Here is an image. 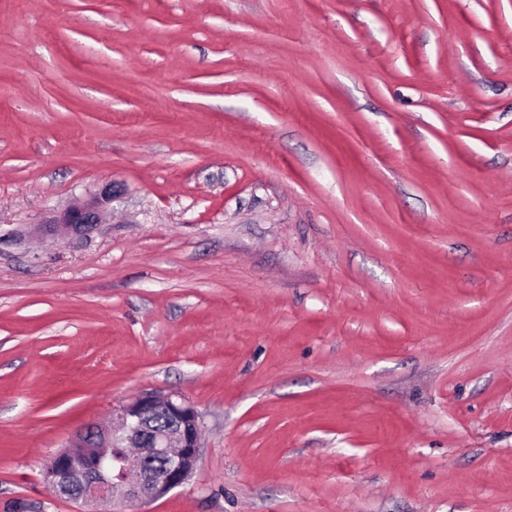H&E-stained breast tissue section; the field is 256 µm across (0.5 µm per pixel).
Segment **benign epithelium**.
Instances as JSON below:
<instances>
[{
  "instance_id": "benign-epithelium-1",
  "label": "benign epithelium",
  "mask_w": 512,
  "mask_h": 512,
  "mask_svg": "<svg viewBox=\"0 0 512 512\" xmlns=\"http://www.w3.org/2000/svg\"><path fill=\"white\" fill-rule=\"evenodd\" d=\"M122 190L113 182L44 221L47 235L81 236L103 222ZM164 415L170 426L151 430ZM201 420L174 393L145 392L112 409V424L82 429L55 453L45 470L49 485L81 506L156 501L193 473L201 450Z\"/></svg>"
}]
</instances>
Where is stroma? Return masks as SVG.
Segmentation results:
<instances>
[{"label": "stroma", "instance_id": "obj_1", "mask_svg": "<svg viewBox=\"0 0 512 512\" xmlns=\"http://www.w3.org/2000/svg\"><path fill=\"white\" fill-rule=\"evenodd\" d=\"M149 390L128 512H512V0H0V512ZM121 195L119 186L113 182L106 183L93 196L50 216L42 223L45 224L42 231L53 236L87 235L103 222L105 214L112 208V202ZM165 415L170 426L150 430ZM201 420L193 404L174 393L145 392L112 409V424L80 430L55 453L45 470L49 485L81 506L131 505L156 501L193 473L201 450ZM147 443L153 456L132 467L128 448ZM164 463L154 467V457Z\"/></svg>", "mask_w": 512, "mask_h": 512}]
</instances>
